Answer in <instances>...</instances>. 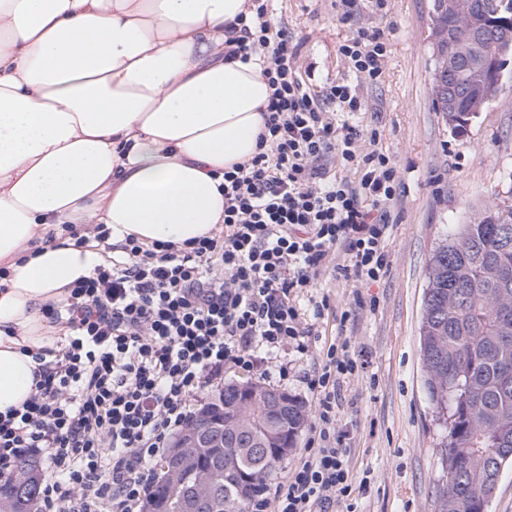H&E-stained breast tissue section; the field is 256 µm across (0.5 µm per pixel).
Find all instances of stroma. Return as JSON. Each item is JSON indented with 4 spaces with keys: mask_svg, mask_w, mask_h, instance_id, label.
I'll return each mask as SVG.
<instances>
[{
    "mask_svg": "<svg viewBox=\"0 0 512 512\" xmlns=\"http://www.w3.org/2000/svg\"><path fill=\"white\" fill-rule=\"evenodd\" d=\"M429 0H390L395 25L382 83L365 89L362 125L396 160L405 192L389 240L391 269L361 284L324 272L316 292L330 307L316 320L308 350H288L285 377L267 378L314 409L308 377L330 344L349 339L367 367L340 390L339 424L350 432L349 469L358 493L338 512H438L439 444L444 436L427 402L419 324L428 261L456 224L494 207L512 210V81L464 132L435 111L431 91ZM274 18L299 43L298 76L319 88L344 73L337 55L348 29L336 0H275Z\"/></svg>",
    "mask_w": 512,
    "mask_h": 512,
    "instance_id": "obj_1",
    "label": "stroma"
}]
</instances>
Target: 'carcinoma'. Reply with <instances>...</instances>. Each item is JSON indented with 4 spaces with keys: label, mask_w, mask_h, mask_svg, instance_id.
Returning a JSON list of instances; mask_svg holds the SVG:
<instances>
[{
    "label": "carcinoma",
    "mask_w": 512,
    "mask_h": 512,
    "mask_svg": "<svg viewBox=\"0 0 512 512\" xmlns=\"http://www.w3.org/2000/svg\"><path fill=\"white\" fill-rule=\"evenodd\" d=\"M434 22L431 71L434 109L446 111L448 32L460 57L477 64L455 74L459 110L483 111L503 87L512 61V45L494 31L512 24V0H462L458 14H448V0H430ZM488 32L474 45V26ZM508 219L491 208L470 224L448 233L429 259L420 326V356L425 393L447 435L441 446L443 490L439 512H486L496 486L492 477L512 463V238L500 236ZM210 423L224 426V447L196 448L182 465L179 479L160 474L147 508L182 512L183 493L202 478L212 488L210 512H248L255 493L267 489L275 466L285 458L278 448L295 447L306 407L296 397L275 414L261 400L227 383L205 404ZM38 465L21 461L16 475L0 480V512H37Z\"/></svg>",
    "instance_id": "obj_1"
}]
</instances>
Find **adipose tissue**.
<instances>
[{
  "instance_id": "1",
  "label": "adipose tissue",
  "mask_w": 512,
  "mask_h": 512,
  "mask_svg": "<svg viewBox=\"0 0 512 512\" xmlns=\"http://www.w3.org/2000/svg\"><path fill=\"white\" fill-rule=\"evenodd\" d=\"M249 0H0V414L54 347L46 303L109 244L186 241L224 221L220 172L251 158L266 62L225 57Z\"/></svg>"
}]
</instances>
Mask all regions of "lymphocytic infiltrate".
Wrapping results in <instances>:
<instances>
[{
    "mask_svg": "<svg viewBox=\"0 0 512 512\" xmlns=\"http://www.w3.org/2000/svg\"><path fill=\"white\" fill-rule=\"evenodd\" d=\"M252 2V17L229 26L227 55H263L272 93L257 153L224 173L221 230L181 248L126 238L121 257L49 306L68 333L34 352V394L0 414V479L21 459L41 461L38 512H141L154 459L226 364L271 376L281 351L307 350L310 321L328 306L312 293L318 276L375 282L390 270L398 168L379 130L355 119L363 88L384 77L391 26L359 25L355 0H338L345 73L316 89L293 67L287 26H272L271 0ZM364 367L349 341L329 346L310 380L306 454L250 512H322L350 497L339 391Z\"/></svg>",
    "mask_w": 512,
    "mask_h": 512,
    "instance_id": "obj_1",
    "label": "lymphocytic infiltrate"
}]
</instances>
